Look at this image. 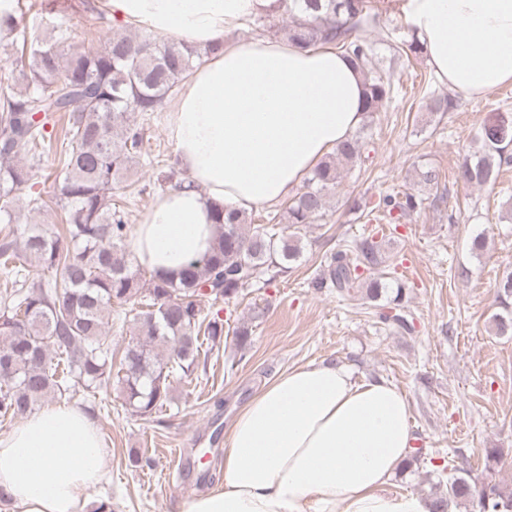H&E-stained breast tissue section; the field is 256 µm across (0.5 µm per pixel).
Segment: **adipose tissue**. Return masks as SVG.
Instances as JSON below:
<instances>
[{
    "instance_id": "ef3b65f1",
    "label": "adipose tissue",
    "mask_w": 512,
    "mask_h": 512,
    "mask_svg": "<svg viewBox=\"0 0 512 512\" xmlns=\"http://www.w3.org/2000/svg\"><path fill=\"white\" fill-rule=\"evenodd\" d=\"M113 19L212 54L183 83L167 133L187 174L130 231L144 269L180 276L210 253L212 206L248 211L292 196L366 121L359 68L328 46L227 41L285 0H105ZM405 16L438 79L465 97L512 83V0H407ZM408 402L387 379L343 365L280 373L231 419L220 482L181 512H430L386 486L414 451ZM109 455L81 410L49 406L0 433V498L16 512H78Z\"/></svg>"
}]
</instances>
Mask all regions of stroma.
<instances>
[{
    "mask_svg": "<svg viewBox=\"0 0 512 512\" xmlns=\"http://www.w3.org/2000/svg\"><path fill=\"white\" fill-rule=\"evenodd\" d=\"M372 2L379 9L367 33L373 61L393 69L401 93L371 118L368 161L346 174L323 219L301 227L302 252L288 273L216 302L226 330L249 327L245 348L229 336L209 351L204 371L174 381L175 402L156 421L130 416L117 398L98 412L110 470L90 489V502H111L114 512H181L184 501L215 487L224 454L219 434L236 409L280 372L320 361L345 365L359 379L386 378L405 396L423 455L391 491L431 496L429 473L445 463L512 492V336L491 326L496 284L512 271V171L482 189L456 179L463 156L480 148L477 128L491 115L512 117V85L432 111L431 98L448 86L425 56L392 58L412 39L401 0ZM101 9L100 0H67L73 48L96 49L121 28L118 20L98 23ZM425 164L438 170L437 185L419 184ZM398 191L424 196V207L392 225L348 210V200L369 210ZM368 236L411 287L412 333L380 322L369 305L308 286L331 252ZM478 236L486 239L480 251L472 248ZM488 448L503 452L489 471ZM134 452L150 456L152 467H133Z\"/></svg>",
    "mask_w": 512,
    "mask_h": 512,
    "instance_id": "1",
    "label": "stroma"
}]
</instances>
